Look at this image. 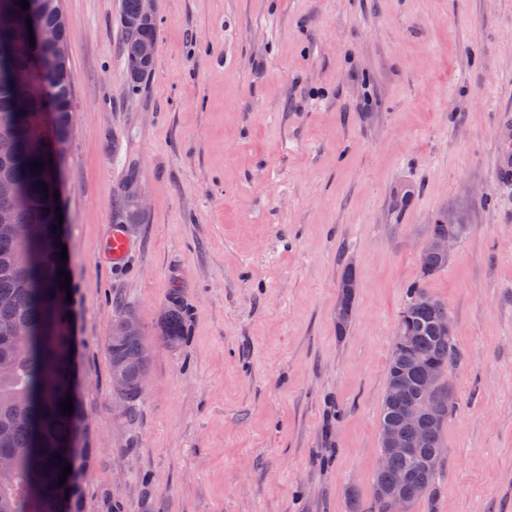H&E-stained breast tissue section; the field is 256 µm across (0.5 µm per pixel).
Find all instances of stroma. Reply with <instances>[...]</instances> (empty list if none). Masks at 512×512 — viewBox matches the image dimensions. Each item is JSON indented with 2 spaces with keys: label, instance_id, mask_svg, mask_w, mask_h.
I'll return each instance as SVG.
<instances>
[{
  "label": "stroma",
  "instance_id": "obj_1",
  "mask_svg": "<svg viewBox=\"0 0 512 512\" xmlns=\"http://www.w3.org/2000/svg\"><path fill=\"white\" fill-rule=\"evenodd\" d=\"M119 2L63 0L83 512H369L392 342L420 280L459 360L436 492L409 512H512V184L493 172L512 0H157L155 67L134 88ZM131 179L134 223L112 209ZM441 215L470 230L424 280ZM174 302L171 350L158 326ZM123 307L151 353L130 402L104 350ZM356 282L355 275L353 274L352 269H347L343 279L340 284V301H339V311H338V330L342 331L349 317V311L352 305V301L354 298V286ZM185 327V312L178 305L169 307L160 323V338L168 348H176L183 336Z\"/></svg>",
  "mask_w": 512,
  "mask_h": 512
}]
</instances>
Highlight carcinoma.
I'll return each mask as SVG.
<instances>
[{
  "mask_svg": "<svg viewBox=\"0 0 512 512\" xmlns=\"http://www.w3.org/2000/svg\"><path fill=\"white\" fill-rule=\"evenodd\" d=\"M46 22L59 27L71 38L60 0ZM16 14V22L0 29V179L13 190L0 196V210L13 216L10 224H0V458L9 460L0 468V512H82L78 478L89 461L88 449L71 447L78 433L79 408L68 414L61 403L74 393L72 336L62 303L67 300L59 272L57 243L61 231L56 225L52 195L54 169L38 171L32 163L47 159L48 153L67 149L74 125V104L67 60L48 49L38 58L31 45L27 10L20 0H0ZM157 38V24L148 22L136 32L124 31L121 55L128 84L143 79L138 48ZM32 69L37 80L45 82V94L18 95L13 76ZM467 224H450L445 218L430 225V237L453 234L463 238ZM422 279L448 266L440 254L423 249L418 256ZM356 282L347 269L340 284L338 330L348 322ZM428 293L421 283L407 289V300L400 312L387 370V388L379 416V429L402 420L405 407L424 410L418 421L403 426L404 438L415 448L412 457H389L386 470L374 477V507L371 512H391L390 498L383 488L402 482L407 505L422 488L435 490L436 460L440 458L445 418L426 413L433 405L448 402V390L440 383L429 384L426 374L415 371L422 359L442 370L454 366L458 351L455 338L443 333L450 315L439 298L421 306L418 297ZM133 311L125 310L112 324L105 341L111 368L130 361L125 382L116 394L134 401L143 393L150 354L143 332L127 328ZM185 312L178 305L169 307L160 323L161 341L177 347L183 336ZM431 388H426V385ZM60 455L63 461L54 459ZM70 466L64 484H59L61 468Z\"/></svg>",
  "mask_w": 512,
  "mask_h": 512,
  "instance_id": "1",
  "label": "carcinoma"
}]
</instances>
